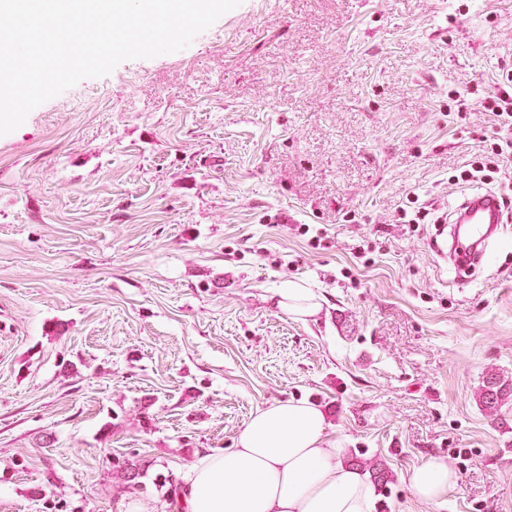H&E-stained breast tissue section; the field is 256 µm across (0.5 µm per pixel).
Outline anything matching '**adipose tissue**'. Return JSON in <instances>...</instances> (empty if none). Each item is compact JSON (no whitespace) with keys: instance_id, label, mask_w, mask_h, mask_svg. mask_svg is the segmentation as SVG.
Listing matches in <instances>:
<instances>
[{"instance_id":"ef3b65f1","label":"adipose tissue","mask_w":512,"mask_h":512,"mask_svg":"<svg viewBox=\"0 0 512 512\" xmlns=\"http://www.w3.org/2000/svg\"><path fill=\"white\" fill-rule=\"evenodd\" d=\"M344 440L329 439L323 411L274 403L257 411L235 448L206 454L191 469L180 512H373L366 476L346 462ZM458 475L442 457L410 478L420 501L442 502Z\"/></svg>"}]
</instances>
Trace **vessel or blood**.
Wrapping results in <instances>:
<instances>
[{
	"label": "vessel or blood",
	"instance_id": "b4317fda",
	"mask_svg": "<svg viewBox=\"0 0 512 512\" xmlns=\"http://www.w3.org/2000/svg\"><path fill=\"white\" fill-rule=\"evenodd\" d=\"M502 221L503 206L499 196L491 192L471 195L455 212V251H448L443 243L438 244L436 250L439 255H450L458 274L470 273L483 257L494 228Z\"/></svg>",
	"mask_w": 512,
	"mask_h": 512
}]
</instances>
